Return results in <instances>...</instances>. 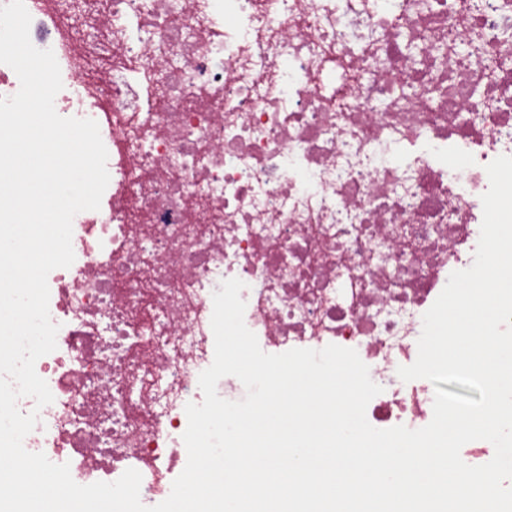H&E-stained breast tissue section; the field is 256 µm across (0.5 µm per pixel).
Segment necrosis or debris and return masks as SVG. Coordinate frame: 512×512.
<instances>
[{
  "label": "necrosis or debris",
  "mask_w": 512,
  "mask_h": 512,
  "mask_svg": "<svg viewBox=\"0 0 512 512\" xmlns=\"http://www.w3.org/2000/svg\"><path fill=\"white\" fill-rule=\"evenodd\" d=\"M25 5L57 113L97 122L110 175L48 276L54 400H19L39 413L25 449L81 485L136 469L164 501L230 278L265 353L355 349L382 388L369 423L428 425L433 384L397 370L512 156V0Z\"/></svg>",
  "instance_id": "necrosis-or-debris-1"
}]
</instances>
